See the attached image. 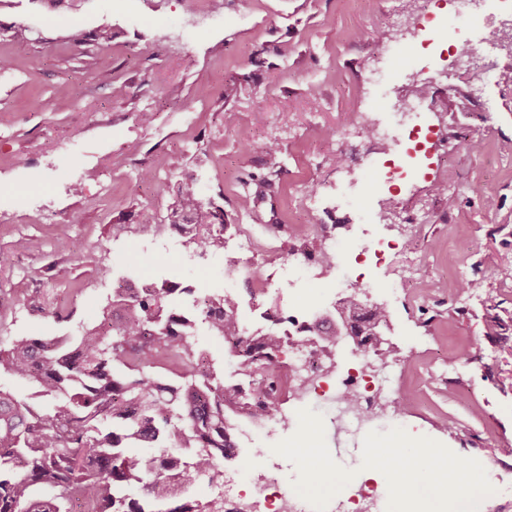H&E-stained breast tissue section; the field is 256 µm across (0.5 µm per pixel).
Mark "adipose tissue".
Returning a JSON list of instances; mask_svg holds the SVG:
<instances>
[{
	"label": "adipose tissue",
	"instance_id": "obj_1",
	"mask_svg": "<svg viewBox=\"0 0 512 512\" xmlns=\"http://www.w3.org/2000/svg\"><path fill=\"white\" fill-rule=\"evenodd\" d=\"M316 443V436L311 431L300 442V455L313 462L312 477L301 491L330 495L343 487L347 477L325 464ZM366 455L369 478L383 480L399 502L426 503L427 512H480L481 503L489 492L475 473L460 465L445 469L444 479H437L431 452L426 448H410L393 442L383 448H369Z\"/></svg>",
	"mask_w": 512,
	"mask_h": 512
}]
</instances>
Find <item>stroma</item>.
<instances>
[{"mask_svg": "<svg viewBox=\"0 0 512 512\" xmlns=\"http://www.w3.org/2000/svg\"><path fill=\"white\" fill-rule=\"evenodd\" d=\"M509 18L507 2L459 16L447 0H220L202 20L188 0H0V57L11 61L0 70V340L100 322L116 282L228 292L248 320L257 306L289 313L312 299L331 312L337 280L364 276L390 311L381 342L398 359L409 429L340 439L324 411L287 401L278 431L241 450L252 472L273 461L284 488L305 482L310 463L293 449L309 426L330 465L348 473L350 495L366 485V448L397 438L462 459L493 487L484 512H507L512 468L496 460L512 443V358L488 325L512 317L503 261L512 254V82L486 73L474 97V64L455 42ZM76 27H106L112 38L77 46ZM383 28L398 37L379 46L372 38ZM423 67L437 73L424 104L428 167L389 210L367 160L400 159L402 148L367 140L351 122L361 112L388 120L399 100L415 98ZM472 140L480 153L468 150ZM188 176L232 225L284 248L285 225L307 223L305 197L319 192L317 219L336 224L339 238L354 241L367 221L378 237L413 241L419 290L401 289L398 248L378 266L314 265L253 295L246 277H229L245 256L202 258L176 233L144 236L145 225L167 222ZM343 180L356 202L340 225ZM476 340L482 358L466 359Z\"/></svg>", "mask_w": 512, "mask_h": 512, "instance_id": "1", "label": "stroma"}]
</instances>
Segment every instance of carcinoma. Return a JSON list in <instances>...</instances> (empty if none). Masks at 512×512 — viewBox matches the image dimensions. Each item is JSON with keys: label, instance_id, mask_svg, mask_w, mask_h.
Instances as JSON below:
<instances>
[{"label": "carcinoma", "instance_id": "obj_1", "mask_svg": "<svg viewBox=\"0 0 512 512\" xmlns=\"http://www.w3.org/2000/svg\"><path fill=\"white\" fill-rule=\"evenodd\" d=\"M177 204L195 221L194 252H223L224 210L204 201L196 178L181 183ZM174 292L165 283L134 298L112 294L126 307L112 341L106 311L69 336L0 342V375L34 387L20 396L0 386V512H72L76 500L86 512H223L222 496L198 499L192 485L216 464L243 461L229 418L243 409V390L224 385L193 330L200 321L224 340L247 328L234 296L187 316ZM253 341L237 372L274 395L282 382L266 362L284 337L261 330Z\"/></svg>", "mask_w": 512, "mask_h": 512}]
</instances>
